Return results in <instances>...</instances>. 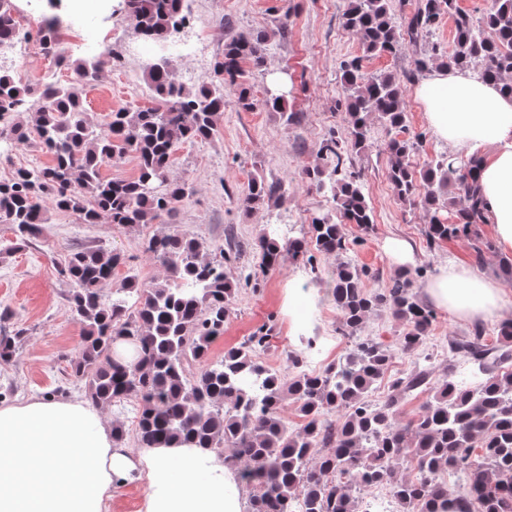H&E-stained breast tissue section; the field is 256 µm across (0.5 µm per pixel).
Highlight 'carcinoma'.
Returning a JSON list of instances; mask_svg holds the SVG:
<instances>
[{
  "label": "carcinoma",
  "instance_id": "carcinoma-1",
  "mask_svg": "<svg viewBox=\"0 0 512 512\" xmlns=\"http://www.w3.org/2000/svg\"><path fill=\"white\" fill-rule=\"evenodd\" d=\"M121 6L135 19L139 36L160 47L179 28L174 19L182 0H121ZM11 11V0H0L1 45L15 36ZM446 17L454 23V48L448 52L431 44L406 77L432 68L473 71L512 95V0H491L479 23L458 0H414L400 25L393 0H348L344 24L357 36L363 57H371L424 40ZM36 36L46 55L58 52L60 33L47 20L39 23ZM266 41L242 35L225 43L216 78L193 89L179 83L170 62L160 59L147 73L153 105L113 111L100 127L88 119L82 93L98 80L101 59L68 61L74 79L65 87L21 85L0 73V142H25L34 135L53 157L50 165L19 168L0 183V224L11 226L14 246L40 235L47 223L41 201L48 197L56 209L78 213L85 224L106 218L135 228L171 214L189 190L168 176L173 148L215 135L224 82L237 86L239 108H253L244 63L261 65ZM341 72L347 133L320 142L319 162L305 170L309 181L332 194L346 223L369 228L373 213L351 159L365 150L370 123L376 121L390 134L388 178L398 197L411 202L423 190L428 244L473 237L476 254L490 248L480 236V225L487 223L477 182L480 156L444 157L415 171L419 140L400 136L407 120L401 79L365 71L358 56L343 61ZM23 112L27 124L19 119ZM127 152L138 159L137 176L103 179L100 168ZM280 191L278 184L254 178L244 206L253 209ZM310 233L288 240L294 258L310 264L316 252L339 256L348 250L341 224L328 213L312 218ZM258 249L264 265L280 256L279 241L267 234L259 237ZM145 251L166 270L164 279L147 286L129 275L104 293L122 256L103 248L70 253L60 270L73 286L71 311L85 326L72 376L84 382L87 402L95 407L137 402L139 447L184 445L219 453L230 465L244 462L240 479L251 491L249 512H288L295 502L303 512H357L356 494L379 487L387 488L404 512H449L450 504L464 505L459 512H512V320L500 325L493 344L479 328L455 339L452 354L477 364L482 377L466 382L447 374L402 425L400 407L426 390V370L417 366L390 381L382 404L369 402L367 393L396 357L429 360L421 346L435 315L414 291L409 273L370 291L362 282L364 269L346 262L336 268L331 288L343 334L354 335L371 313L387 309L403 325L397 347L364 340L315 373L303 370L302 356L292 353L288 369L279 372L258 359L274 337L270 323L224 352L223 359L209 358L211 344L224 335L232 299L250 278L226 269L224 256L204 258L201 243L185 236L153 235ZM118 341L135 345V362L114 357ZM288 400L299 418L294 425L281 415ZM401 460L416 470L415 477L399 474ZM337 471L348 474L345 483L329 479ZM449 471L463 479L453 491L443 479Z\"/></svg>",
  "mask_w": 512,
  "mask_h": 512
}]
</instances>
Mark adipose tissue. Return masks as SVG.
<instances>
[{"mask_svg": "<svg viewBox=\"0 0 512 512\" xmlns=\"http://www.w3.org/2000/svg\"><path fill=\"white\" fill-rule=\"evenodd\" d=\"M435 135L477 151L478 183L494 234L512 250V96L472 74L432 71L417 85ZM429 299L468 322L493 319L507 304L500 285L463 265L441 269ZM145 481L144 512H244L238 473L182 447L131 452L87 402L36 398L0 407V512H103L106 498Z\"/></svg>", "mask_w": 512, "mask_h": 512, "instance_id": "obj_1", "label": "adipose tissue"}]
</instances>
